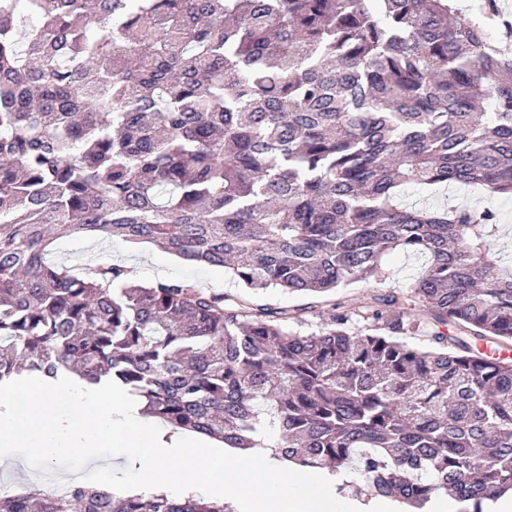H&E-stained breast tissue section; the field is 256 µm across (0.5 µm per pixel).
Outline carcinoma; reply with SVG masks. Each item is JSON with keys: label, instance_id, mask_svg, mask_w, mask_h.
Returning a JSON list of instances; mask_svg holds the SVG:
<instances>
[{"label": "carcinoma", "instance_id": "1", "mask_svg": "<svg viewBox=\"0 0 512 512\" xmlns=\"http://www.w3.org/2000/svg\"><path fill=\"white\" fill-rule=\"evenodd\" d=\"M496 2L459 22L448 0H0V385L120 387L226 458L271 433L281 459L412 512L512 492L499 214L398 202L407 186L512 194ZM72 234L158 242L245 294L73 274L46 259ZM396 249L426 258L410 295L333 303L314 333L250 299L380 284ZM0 512L240 510L103 483L0 494Z\"/></svg>", "mask_w": 512, "mask_h": 512}]
</instances>
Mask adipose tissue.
Segmentation results:
<instances>
[{"mask_svg": "<svg viewBox=\"0 0 512 512\" xmlns=\"http://www.w3.org/2000/svg\"><path fill=\"white\" fill-rule=\"evenodd\" d=\"M136 396L103 391L76 379L48 385L29 379L0 389V464L22 447L59 465L72 453L99 467L113 487L131 494H158L179 488L183 495L235 496L251 512H406L398 502H366L341 496L325 473H314L256 448L233 458L207 437L172 432L161 419L139 412ZM114 449V463L101 451ZM180 464H170V456ZM133 460L139 478L130 485L119 478L122 462Z\"/></svg>", "mask_w": 512, "mask_h": 512, "instance_id": "ef3b65f1", "label": "adipose tissue"}]
</instances>
